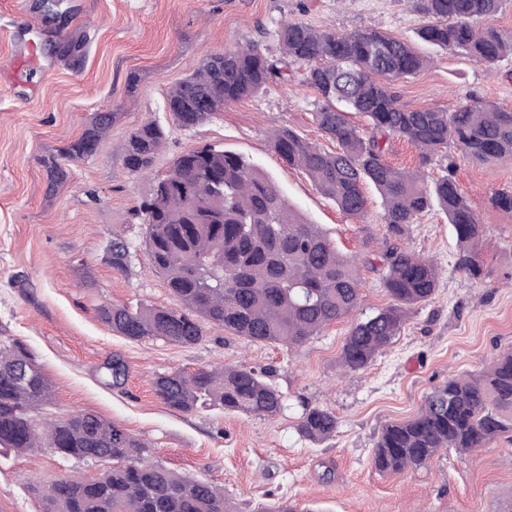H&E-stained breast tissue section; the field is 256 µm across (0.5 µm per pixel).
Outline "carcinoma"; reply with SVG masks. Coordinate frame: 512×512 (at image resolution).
<instances>
[{"label": "carcinoma", "instance_id": "1", "mask_svg": "<svg viewBox=\"0 0 512 512\" xmlns=\"http://www.w3.org/2000/svg\"><path fill=\"white\" fill-rule=\"evenodd\" d=\"M407 2L428 18L418 31L420 41L486 66L512 57V32L489 25L477 33L471 26L475 19L495 18L504 0ZM276 37L286 63L309 65L305 84L317 95L315 121L340 151L324 152L282 127L270 137L274 152L359 221L368 214L363 186L374 185L382 199L381 223L395 240L437 204L459 240V268L479 276L482 224L452 176L427 184L425 167L451 145L484 163L512 158V110L472 96L452 112L406 108L395 85L420 73L428 59L413 44L377 28L336 32L283 21ZM285 74L258 44L237 45L205 55L169 89L164 107L176 126L190 130ZM352 112L367 119L368 131L350 122ZM114 118L111 112L98 114L79 139L45 161L51 186L67 179L70 163L95 153ZM390 137L418 148L415 170L388 163L384 142ZM165 140L158 123L139 125L127 140L126 168L151 172ZM132 217L145 225L148 261L180 307L132 311L100 305L101 321L130 340L193 345L202 340L204 325L216 324L252 342L295 347L359 306L361 258L343 255L319 225L288 203L271 177L222 148L205 145L178 156ZM107 252L113 268H126V241H110ZM382 282L391 303L352 327L340 355L346 371L363 369L393 342L413 306L434 295L438 271L432 260L394 244L385 254ZM106 369L112 386H121L124 361L114 358ZM265 375L224 365L192 373L175 369L157 374L152 385L166 406L181 412L209 404L273 417L283 409V395ZM51 404L53 387L34 352L19 340H1L0 448H49L65 458L111 464L90 478L52 481L38 491L41 512H234L224 489L150 460L147 442L99 415L73 411L37 425L32 412ZM337 427L336 415L320 407L306 408L297 424L310 440L327 439ZM506 434L512 435V350L478 376L448 378L414 417L384 426L372 459L376 470L398 473L425 465L443 448L469 452Z\"/></svg>", "mask_w": 512, "mask_h": 512}]
</instances>
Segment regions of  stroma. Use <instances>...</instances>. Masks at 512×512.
<instances>
[{
  "label": "stroma",
  "mask_w": 512,
  "mask_h": 512,
  "mask_svg": "<svg viewBox=\"0 0 512 512\" xmlns=\"http://www.w3.org/2000/svg\"><path fill=\"white\" fill-rule=\"evenodd\" d=\"M47 36L41 53L53 70L29 106L18 105L0 76V340L18 339L35 353L55 387L50 411L95 413L150 443L152 458L168 468L223 488L237 512L297 501L309 512H497L512 497V438L461 453L440 450L431 463L396 474L376 470L373 446L382 428L414 416L425 396L449 376L475 374L512 349V210L490 196L512 192V159L483 164L449 148L429 177L451 174L478 216L483 272L474 279L458 268L452 224L432 207L411 225L401 244L432 259L436 292L414 306L393 343L364 369L342 373L339 356L355 318L390 298L378 272L361 271L355 317L336 321L295 348L251 343L216 324L191 346L161 340L130 341L103 323V304L177 307L162 276L149 265L145 227L131 211L186 150L212 145L243 157L270 175L288 201L346 255L380 262L390 247L380 223L381 201L367 189L366 223L345 216L308 176L272 150L269 136L287 127L321 149L335 141L315 122L316 95L303 67L285 81L225 106L221 116L190 130L176 127L164 101L204 55L253 41L279 56L281 19L351 31L376 27L417 43L431 64L397 85L410 109L454 110L467 94L512 110V58L493 69L418 43L426 19L406 0H28ZM100 112L116 119L96 153L71 163L67 180L47 189L45 158L79 138ZM155 121L167 138L151 175L124 165L129 134ZM129 241L125 270L112 268L106 247ZM122 358V387L105 384L102 367ZM217 364L262 368L284 396L274 417L221 408L183 413L155 395L156 374ZM336 414L335 434L322 442L297 430L305 407ZM102 463L0 453V512H39L37 490L70 472L88 476Z\"/></svg>",
  "instance_id": "35a3bbf8"
}]
</instances>
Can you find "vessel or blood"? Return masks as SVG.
<instances>
[{
	"label": "vessel or blood",
	"mask_w": 512,
	"mask_h": 512,
	"mask_svg": "<svg viewBox=\"0 0 512 512\" xmlns=\"http://www.w3.org/2000/svg\"><path fill=\"white\" fill-rule=\"evenodd\" d=\"M15 14L17 22L14 29L20 38L15 43L9 67L17 87L16 100L23 106L35 101L49 66L42 59L36 42L37 37L43 34L41 24L36 16L29 13L25 0H17Z\"/></svg>",
	"instance_id": "obj_1"
}]
</instances>
